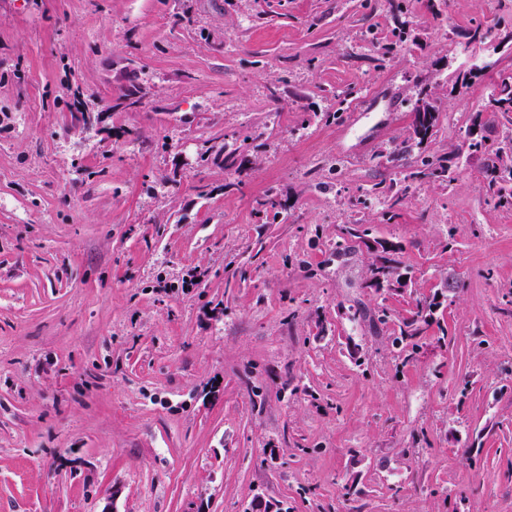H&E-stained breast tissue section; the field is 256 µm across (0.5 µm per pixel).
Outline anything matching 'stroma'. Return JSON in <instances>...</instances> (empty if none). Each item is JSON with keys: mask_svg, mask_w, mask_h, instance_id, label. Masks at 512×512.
Instances as JSON below:
<instances>
[{"mask_svg": "<svg viewBox=\"0 0 512 512\" xmlns=\"http://www.w3.org/2000/svg\"><path fill=\"white\" fill-rule=\"evenodd\" d=\"M479 3L0 0V512H512V208L455 153L508 132L460 74L466 47L512 73V40L467 41L512 0ZM420 101L448 176L388 224ZM354 223L408 287L334 256ZM451 275L410 360L354 316ZM381 250L375 253L374 259L368 268L370 287L374 288H389L383 286L382 283H387L389 278L394 276H401L402 262L398 259V253L401 251L400 245L395 244H380ZM383 279V281H379Z\"/></svg>", "mask_w": 512, "mask_h": 512, "instance_id": "35a3bbf8", "label": "stroma"}]
</instances>
